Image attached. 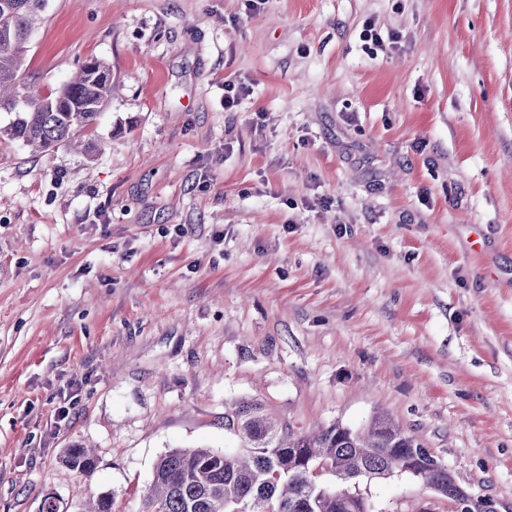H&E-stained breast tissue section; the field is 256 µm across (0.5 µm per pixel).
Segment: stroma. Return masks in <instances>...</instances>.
<instances>
[{"label": "stroma", "instance_id": "obj_1", "mask_svg": "<svg viewBox=\"0 0 512 512\" xmlns=\"http://www.w3.org/2000/svg\"><path fill=\"white\" fill-rule=\"evenodd\" d=\"M92 56L116 92L79 148L0 140V512H140L246 403L296 435L388 412L512 512V0H49L31 75ZM62 462L84 475H91L96 468L95 456L85 448L75 447L69 448L63 458Z\"/></svg>", "mask_w": 512, "mask_h": 512}]
</instances>
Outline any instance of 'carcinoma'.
I'll return each mask as SVG.
<instances>
[{
    "mask_svg": "<svg viewBox=\"0 0 512 512\" xmlns=\"http://www.w3.org/2000/svg\"><path fill=\"white\" fill-rule=\"evenodd\" d=\"M48 0H0V112L14 118L0 139L39 151L70 146L92 129L112 100L106 66L91 57L62 86L47 91L27 76L25 52ZM242 448L171 450L157 460L141 512H366L357 495L342 497L359 480L396 475L425 477L441 497L461 495L447 466L415 435L378 412L362 431L338 423L313 434L285 435L257 407L235 412ZM62 462L84 475L96 468L85 448L68 449Z\"/></svg>",
    "mask_w": 512,
    "mask_h": 512,
    "instance_id": "cac0c4a2",
    "label": "carcinoma"
}]
</instances>
